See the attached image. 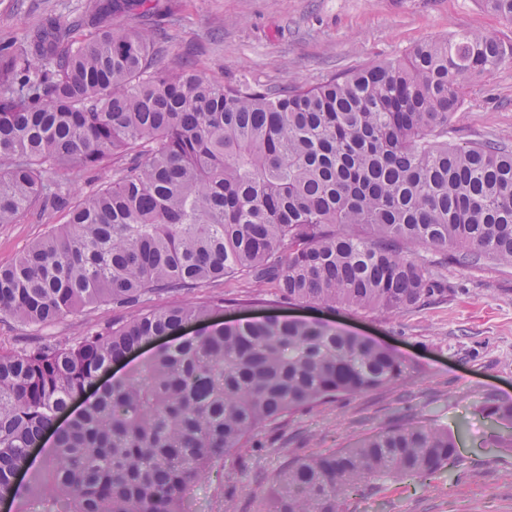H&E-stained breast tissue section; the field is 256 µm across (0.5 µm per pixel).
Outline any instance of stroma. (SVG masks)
Wrapping results in <instances>:
<instances>
[{"label":"stroma","mask_w":512,"mask_h":512,"mask_svg":"<svg viewBox=\"0 0 512 512\" xmlns=\"http://www.w3.org/2000/svg\"><path fill=\"white\" fill-rule=\"evenodd\" d=\"M90 0H0V43L20 37L41 17L55 13L80 21ZM170 64H188L221 81L248 77L281 87L297 77L315 85L326 77L388 58L403 57L417 44L455 31H480L512 44V24L487 11L481 0H171L158 15L142 18ZM448 139L463 144L494 139L512 145V59L488 77L472 79ZM60 213L20 217L0 224V266L51 228ZM450 293L445 300L386 313L352 314L277 303L271 288L237 277L215 288L153 296L160 307L178 299L188 304L214 296L240 299L236 315H261L244 304L258 291L277 312L319 321L346 333L367 336L401 354L411 379L324 403L273 422L247 448L225 457L237 477L234 490L216 472L196 483L201 512H252L253 496H268L281 465L310 453L343 448L388 422L416 416L448 428L460 461L426 482L386 484L360 498L356 512H512V447L501 448L498 427L478 411L487 399L512 403V267L492 261L477 265L444 262L419 249ZM130 309H86L46 327L0 319V346L21 349L62 342L92 325L129 319Z\"/></svg>","instance_id":"stroma-1"}]
</instances>
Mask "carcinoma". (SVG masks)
<instances>
[{
  "label": "carcinoma",
  "mask_w": 512,
  "mask_h": 512,
  "mask_svg": "<svg viewBox=\"0 0 512 512\" xmlns=\"http://www.w3.org/2000/svg\"><path fill=\"white\" fill-rule=\"evenodd\" d=\"M512 24V0H484ZM158 0H95L84 22L47 15L0 45V224L67 221L0 268V317L45 326L89 307L138 308L67 342L0 348V498L15 512H192L197 477L268 424L403 380L368 339L275 313L220 321L222 298L151 296L245 274L286 303L362 314L418 308L448 289L411 246L512 266V149L448 142L467 81L507 57L474 31L317 85L272 89L167 68L154 37L116 16ZM112 180L73 196L51 169ZM195 324L103 386L23 484L33 448L73 398L157 337ZM484 411L512 423V403ZM458 459L448 430L400 421L281 470L255 512H351L387 482Z\"/></svg>",
  "instance_id": "1"
}]
</instances>
